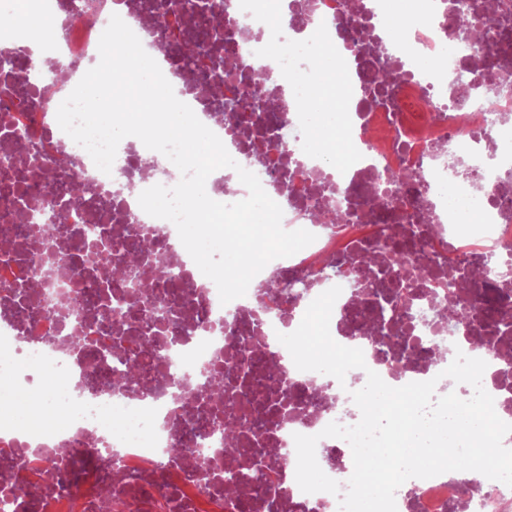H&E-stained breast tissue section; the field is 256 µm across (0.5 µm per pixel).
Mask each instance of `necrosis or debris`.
Instances as JSON below:
<instances>
[{
    "mask_svg": "<svg viewBox=\"0 0 512 512\" xmlns=\"http://www.w3.org/2000/svg\"><path fill=\"white\" fill-rule=\"evenodd\" d=\"M460 1L477 19L497 15L503 32L497 55L481 57L458 33L451 16ZM66 2L29 0L31 12L55 14L56 35L44 38L42 55L19 52L13 70L0 71V279L10 286L0 294V386L14 404L12 412H0V446L9 449L0 457V499L11 500V512H113L117 502L123 512H239L224 495V417L249 394L258 350L270 367L267 405L240 424L233 466L242 488L251 490L253 473L265 470L270 482L256 512H337L336 496L299 488L293 436H318L321 469L343 485L351 475L345 464L351 447L321 432L359 417L337 379L298 370L278 340L336 285L342 289L336 339L356 343L383 380L400 387L433 379L437 392H445L454 382L443 371L460 351L486 362L482 385L497 415L512 423V0H421L413 17L404 0H224V28L203 42L196 75L178 94L222 133L237 168L255 173L276 198L283 228L316 236L295 255L269 262L244 297L225 305L175 225L138 203L143 190L179 182L174 164L130 136L120 142L111 174H104L60 129L56 108L27 105L37 74L48 68L64 74L62 92L71 93L115 14L132 20L133 32L160 53L162 68L178 73L183 62L175 44L194 36L202 0L171 11V33L162 41L146 22L160 0H93L88 13L67 10ZM274 10L287 17V27L270 25ZM289 33L304 39L307 51L275 59L276 72L297 76L308 99L318 98L323 45L352 72L355 108L344 119L356 128L365 156L346 180H337L330 157L308 150V115L296 111L299 98L287 85L266 90L270 101L292 109L287 134L273 128L266 112L237 120L218 113L219 102L241 99L272 46ZM216 56L238 58L237 79L211 78ZM386 69L395 77L382 86L376 77ZM486 74L496 76V85L479 84ZM22 129L28 139L21 144L16 134ZM58 159L66 161L70 180L84 185L81 197L48 194L43 174ZM408 170L412 178L392 183V175ZM104 209L112 213L106 223L97 219ZM320 209L339 212L342 222L311 220ZM49 210L58 217L50 232L40 222ZM390 228L411 259L433 266L437 279L452 274L463 281L462 305L474 306L477 286L498 299L505 327L483 324L478 314L449 325L438 315L444 304L438 289L426 285L419 307L428 316L415 333L434 337L437 348H410L405 332L381 324L374 309L355 323L361 293L391 287L388 276L366 275L358 263ZM136 237L150 245L133 260L122 244ZM349 259L357 262L353 278L332 273L331 263ZM48 260L60 275L33 298L31 286ZM162 263L178 273V284L156 277ZM102 264L128 271L132 286L125 297L136 313L101 306L108 283L91 278L89 268ZM294 279L306 287L298 298L269 295V288ZM170 298L172 322L152 331L146 311ZM74 329L116 353L155 338L163 350L158 362L139 368L137 385L117 390L110 366L92 367L67 344ZM206 375L224 380V413L210 412L199 387ZM177 445L186 448V459H172L169 450ZM59 447L70 448V455L57 456ZM45 474L55 481L38 499L15 487V478ZM395 499L397 512H512V487L475 471L406 481Z\"/></svg>",
    "mask_w": 512,
    "mask_h": 512,
    "instance_id": "obj_1",
    "label": "necrosis or debris"
}]
</instances>
